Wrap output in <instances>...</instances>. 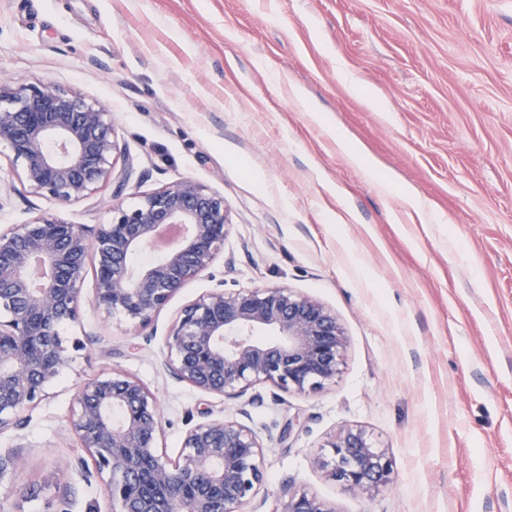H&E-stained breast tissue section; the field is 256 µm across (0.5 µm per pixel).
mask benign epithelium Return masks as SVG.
Segmentation results:
<instances>
[{"mask_svg": "<svg viewBox=\"0 0 512 512\" xmlns=\"http://www.w3.org/2000/svg\"><path fill=\"white\" fill-rule=\"evenodd\" d=\"M0 145L29 190L60 204L83 201L117 180L112 214L88 227L42 214L0 226V431L17 428L80 339L61 336L76 323L88 265L93 304L136 330L147 327L192 280L214 264L231 224L224 196L183 178L122 199L130 175L114 176L122 148L112 113L82 95L44 82L0 81ZM180 230L154 262L130 258L156 245L163 228ZM345 339L335 315L316 299L278 285L213 288L186 304L163 341V365L196 390L234 396L258 384L296 394L324 388L339 372ZM71 421L96 474L108 475L110 512H246L264 491L263 446L254 431L224 417L189 429L181 453L159 451L163 416L138 377L114 370L83 384ZM334 463L313 465L354 492L391 480L393 460L363 432L347 428L329 443ZM274 512H332L306 493Z\"/></svg>", "mask_w": 512, "mask_h": 512, "instance_id": "benign-epithelium-1", "label": "benign epithelium"}]
</instances>
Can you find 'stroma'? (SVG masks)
<instances>
[{"instance_id": "obj_1", "label": "stroma", "mask_w": 512, "mask_h": 512, "mask_svg": "<svg viewBox=\"0 0 512 512\" xmlns=\"http://www.w3.org/2000/svg\"><path fill=\"white\" fill-rule=\"evenodd\" d=\"M16 79L112 113L126 202L132 188L192 178L223 194L232 226L208 275L142 338L94 307L86 274L81 321L63 328L84 350L24 429L0 432V455L20 459L0 475L5 512H107L71 419L78 386L111 370L157 397L169 458L202 410L253 430L265 470L255 512L303 492L331 512H512V0H0V80ZM296 86L446 223L406 214L350 164ZM111 209L108 187L73 205L31 193L0 147V225L51 214L91 226ZM220 283L323 303L345 337L336 379L237 398L175 379L162 339ZM348 427L388 450L386 486L356 494L312 466Z\"/></svg>"}]
</instances>
